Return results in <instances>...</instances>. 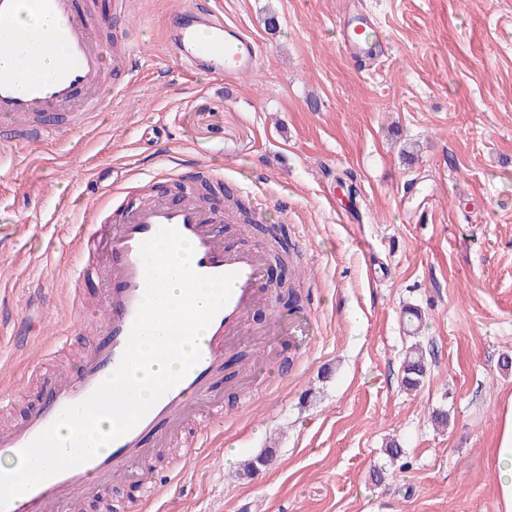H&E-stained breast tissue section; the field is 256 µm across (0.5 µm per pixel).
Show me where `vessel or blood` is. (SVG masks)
Returning <instances> with one entry per match:
<instances>
[{"instance_id": "1", "label": "vessel or blood", "mask_w": 512, "mask_h": 512, "mask_svg": "<svg viewBox=\"0 0 512 512\" xmlns=\"http://www.w3.org/2000/svg\"><path fill=\"white\" fill-rule=\"evenodd\" d=\"M26 13L47 20V28L36 33L18 27ZM340 26V47L352 63L363 66L385 53V45L371 38L368 14H347ZM0 30L6 33L0 39V56L11 59L0 66V119L32 124L25 135L0 140L1 165L18 151L48 143L61 131L62 117L92 115L108 86L110 65L83 0H0ZM168 46L181 62L224 80L256 69L260 57L258 41L226 22L214 0H189L173 13ZM48 56L55 59V72L46 81L39 62ZM158 184V178H151L139 202L123 209L118 223H105L98 210L79 225L77 240L107 268L100 340L83 355L74 374L43 376L42 404L21 422L0 429V447L25 456L49 445L62 415L76 407L96 414L106 382L126 381L134 340L147 320V301L163 292L152 275L158 238L190 244L191 280L218 289L219 300L205 314V336L183 370L160 382L148 403L130 412L113 409L106 450L77 453L68 440L57 447L54 464L22 488H14L9 474L0 475V512H58L77 497L91 495L103 477L137 479L142 502L152 512L164 487L163 481L145 475L156 448L164 445L168 433L182 428L191 406H200L206 416L200 438L210 436L214 424L224 420L210 377L225 350L251 336L249 314L270 303L265 254L217 232L225 221L221 201L202 202L189 194L173 200Z\"/></svg>"}]
</instances>
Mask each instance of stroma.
Here are the masks:
<instances>
[{
  "mask_svg": "<svg viewBox=\"0 0 512 512\" xmlns=\"http://www.w3.org/2000/svg\"><path fill=\"white\" fill-rule=\"evenodd\" d=\"M87 2L133 43L137 72H113L89 127L0 169V397L15 400L0 425L39 404L44 372L74 368L99 339L104 281L71 227L95 204L137 203L151 175L201 167L252 206V223L230 228L240 245L285 226L315 336H275L244 393L249 352L225 353L223 436L188 466L171 443L151 461L179 473L164 512H496L489 450L512 397V0H217L261 45L231 87L168 51L170 12L188 0H135L126 18L114 0ZM357 5L389 44L362 69L338 44ZM408 306L422 317L414 338ZM415 341L428 373L409 391L401 361ZM82 510L142 512L141 497L106 478Z\"/></svg>",
  "mask_w": 512,
  "mask_h": 512,
  "instance_id": "1",
  "label": "stroma"
}]
</instances>
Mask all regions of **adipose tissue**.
<instances>
[{
  "label": "adipose tissue",
  "instance_id": "adipose-tissue-1",
  "mask_svg": "<svg viewBox=\"0 0 512 512\" xmlns=\"http://www.w3.org/2000/svg\"><path fill=\"white\" fill-rule=\"evenodd\" d=\"M156 252L159 260L153 273L164 283L166 295L149 302L147 325L135 339L129 384L107 385L103 409L97 417H87L77 410L57 429V440L65 441L71 439L75 427H82L83 437L76 444L77 451L100 449L112 426L113 406L130 408L146 402L160 380L173 376L186 364L195 342L203 333L202 316L216 293L206 284H188L190 247H174L162 240L158 242ZM492 457L496 472L497 512H512V398L503 406Z\"/></svg>",
  "mask_w": 512,
  "mask_h": 512
}]
</instances>
